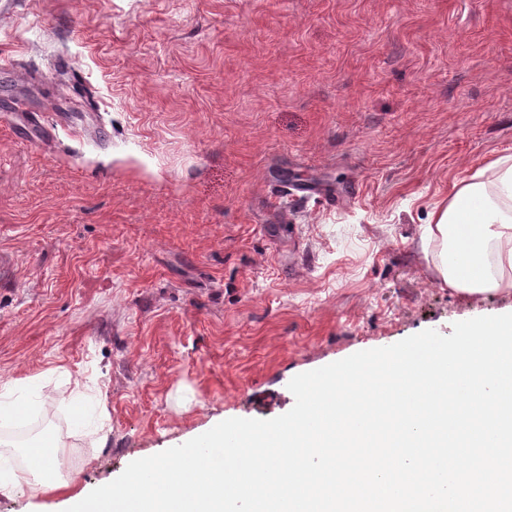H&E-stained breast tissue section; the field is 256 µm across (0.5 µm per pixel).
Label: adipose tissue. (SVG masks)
Returning <instances> with one entry per match:
<instances>
[{"instance_id": "obj_1", "label": "adipose tissue", "mask_w": 512, "mask_h": 512, "mask_svg": "<svg viewBox=\"0 0 512 512\" xmlns=\"http://www.w3.org/2000/svg\"><path fill=\"white\" fill-rule=\"evenodd\" d=\"M466 200L477 205L467 216L461 210ZM461 222L471 224L479 249L480 269L472 275L462 274L453 261L455 251L465 242L451 239L449 230ZM420 248L430 258L441 287L467 295L512 294V154L500 155L477 168L469 179L452 183L447 199L430 213ZM50 447V473L30 468L0 477V494L25 490L37 495L67 488L59 444L54 441Z\"/></svg>"}]
</instances>
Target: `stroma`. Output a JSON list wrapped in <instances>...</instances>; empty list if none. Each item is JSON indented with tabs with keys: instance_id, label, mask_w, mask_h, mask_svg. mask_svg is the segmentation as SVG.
<instances>
[{
	"instance_id": "35a3bbf8",
	"label": "stroma",
	"mask_w": 512,
	"mask_h": 512,
	"mask_svg": "<svg viewBox=\"0 0 512 512\" xmlns=\"http://www.w3.org/2000/svg\"><path fill=\"white\" fill-rule=\"evenodd\" d=\"M506 153L512 0H0V395L41 405L0 463L47 422L91 491L287 413L298 374L512 313L419 247Z\"/></svg>"
}]
</instances>
